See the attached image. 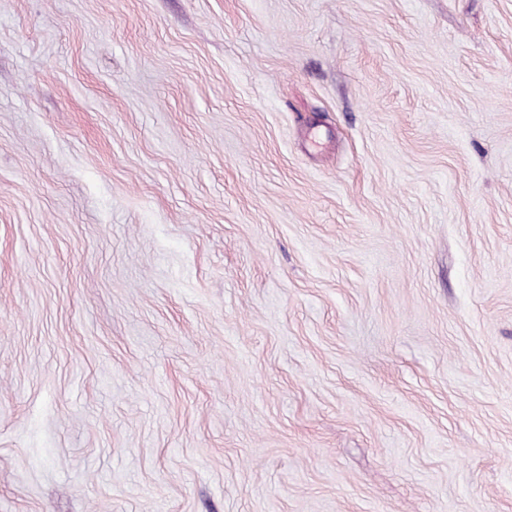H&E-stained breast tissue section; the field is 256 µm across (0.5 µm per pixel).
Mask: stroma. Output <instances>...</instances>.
Masks as SVG:
<instances>
[{
    "label": "stroma",
    "instance_id": "obj_1",
    "mask_svg": "<svg viewBox=\"0 0 512 512\" xmlns=\"http://www.w3.org/2000/svg\"><path fill=\"white\" fill-rule=\"evenodd\" d=\"M0 512H512V0H0Z\"/></svg>",
    "mask_w": 512,
    "mask_h": 512
}]
</instances>
